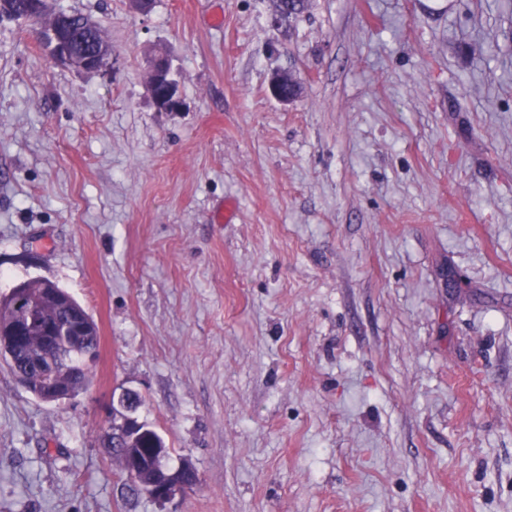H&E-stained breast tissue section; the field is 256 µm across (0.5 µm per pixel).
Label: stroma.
Returning <instances> with one entry per match:
<instances>
[{"instance_id": "obj_1", "label": "stroma", "mask_w": 512, "mask_h": 512, "mask_svg": "<svg viewBox=\"0 0 512 512\" xmlns=\"http://www.w3.org/2000/svg\"><path fill=\"white\" fill-rule=\"evenodd\" d=\"M275 2L51 0L104 77L0 23V296L49 279L100 335L60 402L0 364V512H512V0ZM127 388L194 490L108 454ZM308 0H277L275 19L279 15L277 25L290 23L300 18L308 8ZM62 14H68L71 17V23L75 28L77 35L80 37L79 41H76L75 48L77 51L83 50V48L96 46L98 48H106L111 45L106 35L104 28L99 25L97 28H94L97 24V21L91 19L88 16L84 15L83 23L87 28H94L87 33L83 30L82 26V17L83 14L76 10H60ZM149 88L151 96L161 111L176 112L182 106L176 83L171 76V67L166 58H154L149 66ZM129 391L131 392L128 395L127 404L131 406V409L128 410L123 408L124 417L123 422L120 424L122 427L118 428L119 425L112 426V432L108 434L105 440V446L109 445L111 441L112 445L116 444L118 441L116 436L118 435L129 440L130 444L127 448L115 449L121 450L122 452L128 451L130 454L134 455L135 464L128 470L129 475L131 478L135 479L138 472L139 480L147 484L150 480V475L152 474L153 458L148 464H146V466L137 471V456L134 453V448H130V446L138 435L136 432L141 423L138 422L136 417H134L137 412L134 408L133 393H135V391ZM158 457L162 462L161 467L155 471L154 479L151 483L147 485L136 483L134 485L139 491L145 493L155 501L162 503L171 499L177 493H183L187 490H191L198 485V475L192 463L185 461L178 469L171 470L167 467L165 460L162 459L163 453H160Z\"/></svg>"}]
</instances>
